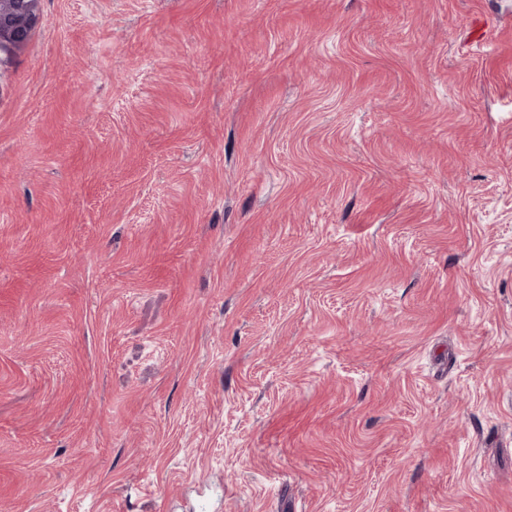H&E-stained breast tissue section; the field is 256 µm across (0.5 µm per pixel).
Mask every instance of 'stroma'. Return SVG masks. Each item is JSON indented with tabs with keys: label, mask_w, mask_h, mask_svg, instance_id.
<instances>
[{
	"label": "stroma",
	"mask_w": 512,
	"mask_h": 512,
	"mask_svg": "<svg viewBox=\"0 0 512 512\" xmlns=\"http://www.w3.org/2000/svg\"><path fill=\"white\" fill-rule=\"evenodd\" d=\"M41 8L0 512H512V0Z\"/></svg>",
	"instance_id": "35a3bbf8"
}]
</instances>
